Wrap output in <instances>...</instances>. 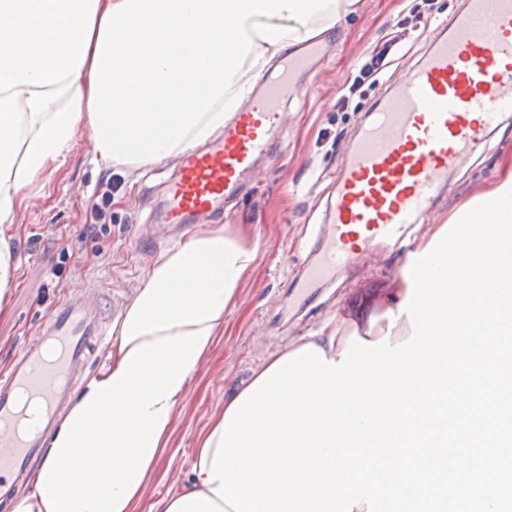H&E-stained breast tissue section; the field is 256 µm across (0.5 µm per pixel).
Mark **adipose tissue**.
<instances>
[{
    "label": "adipose tissue",
    "mask_w": 512,
    "mask_h": 512,
    "mask_svg": "<svg viewBox=\"0 0 512 512\" xmlns=\"http://www.w3.org/2000/svg\"><path fill=\"white\" fill-rule=\"evenodd\" d=\"M358 0H0V225L88 130L96 163L148 166L223 128L274 60ZM255 248L216 226L162 251L109 362L52 436L13 512H136L172 415L217 343ZM223 416L163 512H234L207 478ZM94 468H85V455Z\"/></svg>",
    "instance_id": "obj_1"
}]
</instances>
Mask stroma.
I'll list each match as a JSON object with an SVG mask.
<instances>
[{"label": "stroma", "instance_id": "1", "mask_svg": "<svg viewBox=\"0 0 512 512\" xmlns=\"http://www.w3.org/2000/svg\"><path fill=\"white\" fill-rule=\"evenodd\" d=\"M416 2L359 0L355 13L326 32L332 49L319 68L307 74L308 93L289 110L282 129L287 151L261 169L253 189L225 214V232L257 245L256 258L224 319L223 336L174 413L169 448L149 477L137 512H161L163 501L185 483L199 437L223 411L225 398L265 360L283 352L285 344L298 343L302 336L350 315L357 298L371 297L376 310L385 305L404 257L384 244L373 246L335 282L314 289L305 302L289 303L288 292L293 279L317 257L315 243L345 143L357 134L403 67L425 53L435 27L463 6V0H430V10L418 22ZM406 17L414 24L404 33L401 56L349 111H337L336 99L360 57ZM510 162L512 119L493 132L481 154L449 174L448 186L427 223H451L475 193L495 187ZM175 164L170 157L149 168L116 165L101 170L92 163L82 138L53 175L29 186L15 224L17 277L8 310L0 316V373L37 336L63 290L90 282L102 294L108 321L120 320L163 249L162 243L147 238L145 225ZM105 185L112 188V221L83 235ZM79 234L84 237L80 253L67 256V241Z\"/></svg>", "mask_w": 512, "mask_h": 512}]
</instances>
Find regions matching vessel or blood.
Instances as JSON below:
<instances>
[{"instance_id": "b4317fda", "label": "vessel or blood", "mask_w": 512, "mask_h": 512, "mask_svg": "<svg viewBox=\"0 0 512 512\" xmlns=\"http://www.w3.org/2000/svg\"><path fill=\"white\" fill-rule=\"evenodd\" d=\"M325 54L322 43L297 45L220 133L181 155L152 223L176 234L221 216L274 160L284 107L302 95L303 75ZM510 114L512 0H466L344 148L319 257L295 284L296 297L307 298L375 242L402 241L431 212L449 172ZM106 332L99 293L71 290L0 376V496L27 477L72 398L75 374Z\"/></svg>"}]
</instances>
